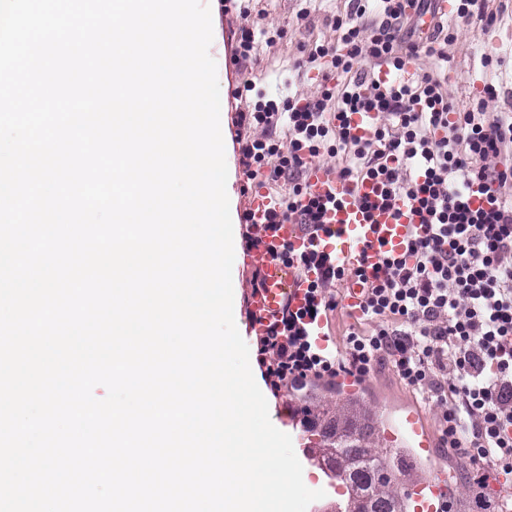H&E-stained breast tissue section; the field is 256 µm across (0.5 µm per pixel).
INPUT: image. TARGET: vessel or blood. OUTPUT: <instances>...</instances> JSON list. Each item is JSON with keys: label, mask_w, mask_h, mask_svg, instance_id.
Here are the masks:
<instances>
[{"label": "vessel or blood", "mask_w": 512, "mask_h": 512, "mask_svg": "<svg viewBox=\"0 0 512 512\" xmlns=\"http://www.w3.org/2000/svg\"><path fill=\"white\" fill-rule=\"evenodd\" d=\"M307 185L310 194L331 203L325 214V227L318 231L292 220L274 222L273 215L278 209L275 198L263 189L250 194L248 215L255 231L250 262L260 273L258 289L249 296V310L255 316L254 332H263L281 316L283 309L296 310L306 302L308 275L284 262L280 257L282 250L296 255L315 251L332 263H362L372 270L384 255L404 254L414 232L411 214L398 217L387 210H361L358 199L372 193V181L345 185L334 168L319 165L310 171ZM389 436L424 451L430 447L422 421L412 412L398 420ZM438 495L437 481L417 482L408 494L409 512H436Z\"/></svg>", "instance_id": "b4317fda"}]
</instances>
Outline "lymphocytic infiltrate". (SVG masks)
Wrapping results in <instances>:
<instances>
[{
  "mask_svg": "<svg viewBox=\"0 0 512 512\" xmlns=\"http://www.w3.org/2000/svg\"><path fill=\"white\" fill-rule=\"evenodd\" d=\"M435 0H347L330 21L332 38L295 61L315 71L310 94L260 99L238 110L239 163L253 187L287 183L275 220L318 227L324 205L309 197L317 160L335 161L343 182L372 179L382 202L407 206L420 227L407 254L383 261L372 280L363 268L296 257L315 271L306 303L284 310L256 337L257 364L272 393L303 390L342 376L363 381L389 364L403 384L438 409L443 447L456 449L481 480L512 477V113L492 112L495 86L468 110L448 99V77L426 66L447 60L458 30H489L485 0H457L450 22L422 33ZM389 70L382 81L376 74ZM370 114L371 136L350 117ZM487 207L474 206V194ZM362 288V326L340 351L320 350L310 321L343 309L344 287Z\"/></svg>",
  "mask_w": 512,
  "mask_h": 512,
  "instance_id": "1",
  "label": "lymphocytic infiltrate"
}]
</instances>
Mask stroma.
<instances>
[{
	"instance_id": "stroma-1",
	"label": "stroma",
	"mask_w": 512,
	"mask_h": 512,
	"mask_svg": "<svg viewBox=\"0 0 512 512\" xmlns=\"http://www.w3.org/2000/svg\"><path fill=\"white\" fill-rule=\"evenodd\" d=\"M491 10L497 11L499 21L489 31L480 28L463 29L458 40L449 46L447 61L437 62V69L448 72V98L461 107L476 106L483 96L486 84H494L499 97L492 103L495 112H512V0H488ZM343 6L342 0H254L251 22L258 25H274L286 28L287 36L274 47L262 48L256 60L233 63L236 47L234 31L242 20L236 12L226 13L224 18L213 19V41L209 48L217 66V78L221 96V131L225 144L226 162L230 182L227 186L229 202L234 216H241L248 206L249 196L245 193L247 179L239 163L236 144L237 128L234 123L235 111L241 107V100L232 95L243 79L253 80L257 87L270 95L313 91L314 80L298 76L294 62L299 57V47L330 36L326 24ZM308 9L305 22H297L300 9ZM499 55L505 60L503 71L486 67L484 59ZM235 260L232 270L234 291L233 307L235 323L242 338L250 336L249 310L246 303L252 267L243 239L244 227L234 223ZM364 402L379 413L381 419L394 422L408 411L417 412L425 425L433 447L430 453L418 454L419 469L411 473L410 482H417L437 475H444L456 499V512H481L478 497L489 499L493 506H500L512 500V483L489 481L479 484L474 473L467 467L457 450L438 445V427L434 410L400 382L389 369H379L367 379L360 392ZM269 413L278 421L280 431L291 436L295 453L303 466L306 485L309 489L324 490L321 501L312 502L307 512H319L321 507H335L337 496L326 474L314 464L306 453L312 439L302 424L304 406L314 408H336L346 402V396L338 385L313 383L303 392H285L280 396H268Z\"/></svg>"
}]
</instances>
